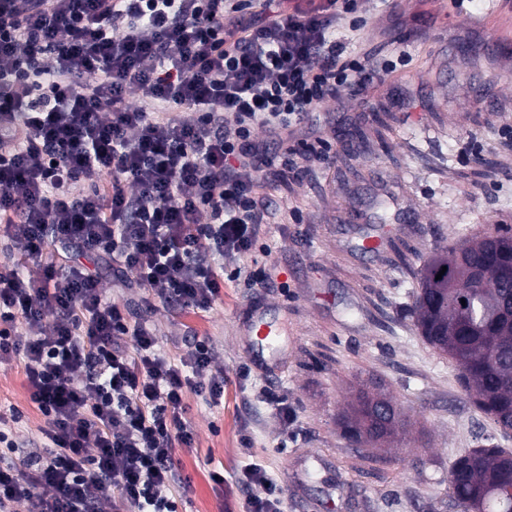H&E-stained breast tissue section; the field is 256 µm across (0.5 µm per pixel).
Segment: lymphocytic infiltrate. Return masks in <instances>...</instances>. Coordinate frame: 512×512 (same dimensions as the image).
<instances>
[{"mask_svg": "<svg viewBox=\"0 0 512 512\" xmlns=\"http://www.w3.org/2000/svg\"><path fill=\"white\" fill-rule=\"evenodd\" d=\"M272 3L0 0V227L34 266L0 271V362L22 361L46 441L27 448L21 413L0 409V512H177L186 392L224 395L214 349L161 354L150 324L54 247L108 256L146 303L212 307L216 259L251 253L272 214L261 170L327 164L329 142L300 150L291 134L394 71L337 40L362 25L356 0ZM239 481L247 512H284L262 469Z\"/></svg>", "mask_w": 512, "mask_h": 512, "instance_id": "lymphocytic-infiltrate-1", "label": "lymphocytic infiltrate"}]
</instances>
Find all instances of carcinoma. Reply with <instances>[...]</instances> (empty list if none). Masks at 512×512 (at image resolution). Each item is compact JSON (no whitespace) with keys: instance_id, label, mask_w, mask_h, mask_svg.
<instances>
[{"instance_id":"obj_1","label":"carcinoma","mask_w":512,"mask_h":512,"mask_svg":"<svg viewBox=\"0 0 512 512\" xmlns=\"http://www.w3.org/2000/svg\"><path fill=\"white\" fill-rule=\"evenodd\" d=\"M410 316L424 342L454 364L476 409L501 432H512V228L500 226L430 258L420 271ZM373 399L362 381L339 415L346 439L368 447L410 432L394 405L393 426L377 441L360 439L368 415L356 402ZM511 469V450L487 438L479 442L449 467L455 506L460 512H512V483L506 482Z\"/></svg>"}]
</instances>
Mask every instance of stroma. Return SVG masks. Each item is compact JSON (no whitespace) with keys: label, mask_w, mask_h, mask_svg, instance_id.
Masks as SVG:
<instances>
[{"label":"stroma","mask_w":512,"mask_h":512,"mask_svg":"<svg viewBox=\"0 0 512 512\" xmlns=\"http://www.w3.org/2000/svg\"><path fill=\"white\" fill-rule=\"evenodd\" d=\"M448 3L358 0L367 24L348 33L351 56L395 61V72L357 98L323 105L298 131L301 141H335L332 164L263 173L277 214L260 249L225 263L240 275L211 309L151 313L161 353L179 359L198 336L224 373L221 404L185 397L196 441L175 451L190 484L171 490L179 512H244L237 478L253 464L282 487L285 512H457L448 467L466 449L460 429L512 448V434L474 408L454 365L409 315L431 255L512 226V82H502L512 79V53L472 22L492 0H469L465 20ZM368 239L380 247L365 249ZM260 268L266 287H249ZM258 313L283 326L276 358L246 332ZM370 376L416 424L398 447L372 453L336 423L352 386ZM267 388L293 409L289 431L263 401ZM0 405L23 413L20 437L40 439L20 363H0Z\"/></svg>","instance_id":"35a3bbf8"}]
</instances>
